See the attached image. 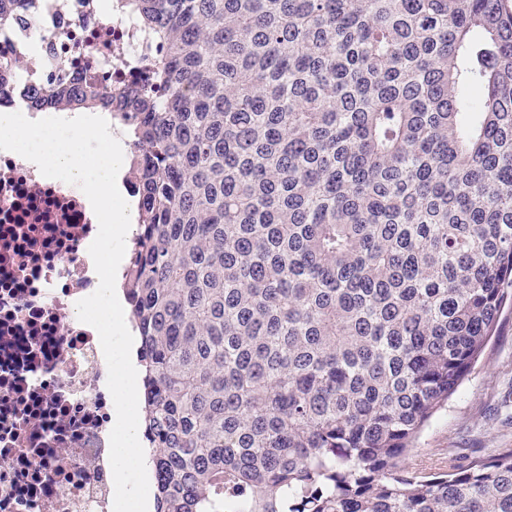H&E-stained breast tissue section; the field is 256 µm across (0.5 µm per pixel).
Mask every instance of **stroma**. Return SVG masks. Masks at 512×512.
I'll use <instances>...</instances> for the list:
<instances>
[{"label": "stroma", "mask_w": 512, "mask_h": 512, "mask_svg": "<svg viewBox=\"0 0 512 512\" xmlns=\"http://www.w3.org/2000/svg\"><path fill=\"white\" fill-rule=\"evenodd\" d=\"M512 448V306L447 406L420 434L405 465L412 472L453 471L476 455Z\"/></svg>", "instance_id": "1"}]
</instances>
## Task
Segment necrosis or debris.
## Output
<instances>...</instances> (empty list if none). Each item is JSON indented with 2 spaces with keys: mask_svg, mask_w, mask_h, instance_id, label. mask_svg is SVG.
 <instances>
[{
  "mask_svg": "<svg viewBox=\"0 0 512 512\" xmlns=\"http://www.w3.org/2000/svg\"><path fill=\"white\" fill-rule=\"evenodd\" d=\"M0 22L6 104L90 74L108 96L137 81L132 17L96 0H19ZM86 196L0 150V512H112V396L97 331L74 321L99 284Z\"/></svg>",
  "mask_w": 512,
  "mask_h": 512,
  "instance_id": "obj_1",
  "label": "necrosis or debris"
}]
</instances>
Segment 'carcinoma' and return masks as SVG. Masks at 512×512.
<instances>
[{
	"mask_svg": "<svg viewBox=\"0 0 512 512\" xmlns=\"http://www.w3.org/2000/svg\"><path fill=\"white\" fill-rule=\"evenodd\" d=\"M101 109L155 512H512V448L404 461L512 290V0H116Z\"/></svg>",
	"mask_w": 512,
	"mask_h": 512,
	"instance_id": "1",
	"label": "carcinoma"
}]
</instances>
